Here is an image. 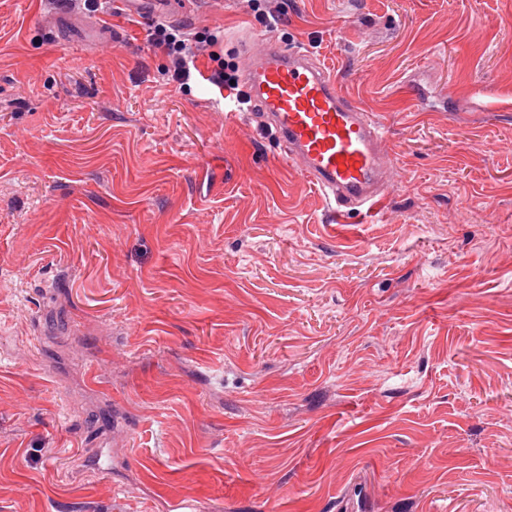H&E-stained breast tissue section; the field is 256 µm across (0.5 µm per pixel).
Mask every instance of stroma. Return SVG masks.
<instances>
[{
  "mask_svg": "<svg viewBox=\"0 0 512 512\" xmlns=\"http://www.w3.org/2000/svg\"><path fill=\"white\" fill-rule=\"evenodd\" d=\"M162 20L312 51L388 196L331 222L152 18L0 0V512H512V0Z\"/></svg>",
  "mask_w": 512,
  "mask_h": 512,
  "instance_id": "stroma-1",
  "label": "stroma"
}]
</instances>
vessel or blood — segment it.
I'll return each instance as SVG.
<instances>
[{
  "mask_svg": "<svg viewBox=\"0 0 512 512\" xmlns=\"http://www.w3.org/2000/svg\"><path fill=\"white\" fill-rule=\"evenodd\" d=\"M254 119L317 185L330 216L360 214L387 193L385 131L348 98L334 73L310 52L265 38L243 68Z\"/></svg>",
  "mask_w": 512,
  "mask_h": 512,
  "instance_id": "obj_1",
  "label": "vessel or blood"
}]
</instances>
